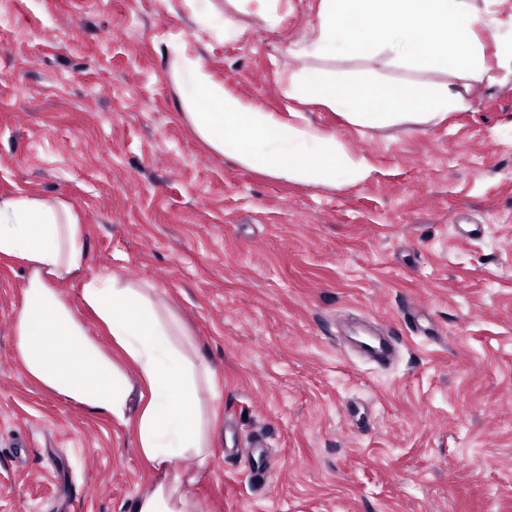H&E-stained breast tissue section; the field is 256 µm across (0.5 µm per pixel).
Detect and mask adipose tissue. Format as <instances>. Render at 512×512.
<instances>
[{
	"instance_id": "1",
	"label": "adipose tissue",
	"mask_w": 512,
	"mask_h": 512,
	"mask_svg": "<svg viewBox=\"0 0 512 512\" xmlns=\"http://www.w3.org/2000/svg\"><path fill=\"white\" fill-rule=\"evenodd\" d=\"M313 32L287 94L341 110L359 128L429 125L467 110L468 89L450 83V76L480 81L496 67L512 77V32L470 0H320ZM320 60L358 61L366 74L329 72L317 68ZM379 65L399 70V77H374ZM174 75L187 85L182 102L197 134L243 167L301 185H356L371 176L366 156L350 154L335 135L299 121L297 112L283 116L252 106L216 82L199 58L177 55ZM1 258L28 270L15 326L28 375L68 401L122 419L132 392L124 367L132 365L142 387L132 429L154 479L132 512H189L184 488L198 476L178 462L193 456L207 464L215 418L202 410L198 389L214 392L219 384L214 369L189 356L179 319L147 288L116 273L91 272L84 227L65 204L0 196ZM67 280L78 281L79 304L58 290ZM83 308L111 336L124 363L90 337Z\"/></svg>"
}]
</instances>
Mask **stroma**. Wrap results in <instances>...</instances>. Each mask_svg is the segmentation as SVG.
Listing matches in <instances>:
<instances>
[{"label":"stroma","mask_w":512,"mask_h":512,"mask_svg":"<svg viewBox=\"0 0 512 512\" xmlns=\"http://www.w3.org/2000/svg\"><path fill=\"white\" fill-rule=\"evenodd\" d=\"M318 5L281 0L270 29L225 0L210 24L185 0H0V195L70 206L92 271L151 285L216 370L192 512H512V82L472 84L469 109L434 127L362 129L302 107L375 167L342 188L246 169L185 113L180 47L287 113ZM227 19L250 36L225 39ZM25 278L0 261V512H130L152 476L129 428L21 365ZM410 306L436 335L406 327ZM351 318L401 336L392 366L345 341Z\"/></svg>","instance_id":"obj_1"}]
</instances>
